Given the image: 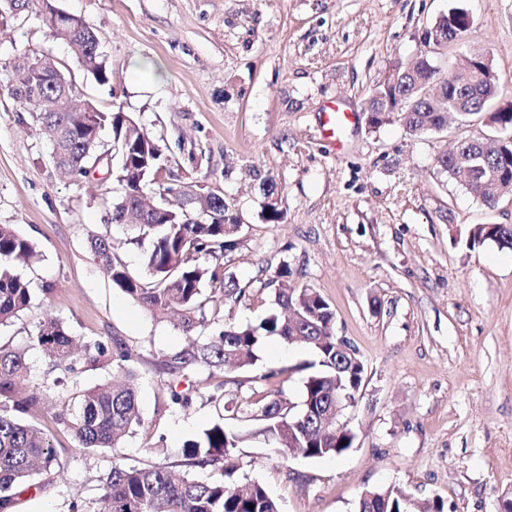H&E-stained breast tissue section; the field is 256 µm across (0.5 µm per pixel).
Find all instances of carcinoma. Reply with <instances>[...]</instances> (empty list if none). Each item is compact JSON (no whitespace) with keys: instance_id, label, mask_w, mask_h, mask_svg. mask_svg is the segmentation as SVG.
I'll return each instance as SVG.
<instances>
[{"instance_id":"carcinoma-1","label":"carcinoma","mask_w":512,"mask_h":512,"mask_svg":"<svg viewBox=\"0 0 512 512\" xmlns=\"http://www.w3.org/2000/svg\"><path fill=\"white\" fill-rule=\"evenodd\" d=\"M458 11L457 7L450 8L448 15L434 25L435 49L447 47L466 31V27L456 23ZM72 42L71 63L59 61L56 68L68 74L73 65L99 83L112 82V71L90 47L82 31H75ZM436 73L438 68L430 56L414 74L407 73L402 66L395 67L375 88L369 109L382 113L389 107H400L397 117L413 133L437 130L447 124L446 108H458L463 116L483 114L488 124L505 134L504 152L497 157L485 156L478 142L463 141L458 146L459 158L452 159L443 152L437 157V166L456 178L459 161L476 167L481 178L466 183V187L492 208L506 192L487 183L490 174L512 172V112L493 110L500 77L492 60L483 55L471 75L465 76L454 68L443 76L445 87L456 90V97L446 102L420 98L417 86ZM10 79L28 87L26 100L18 101L19 111L31 115L60 168L86 177L93 170L92 161L97 154L114 150L116 166L110 172L117 183L118 196L111 204L112 215H132L135 223L125 225L133 234L130 241L149 242L144 255L145 274L134 275L117 261L114 242L106 233L94 236L90 249L113 285L154 318L180 316L181 331L190 337V342L156 364L167 406L189 404L190 388L182 387V383L191 373L207 372L205 381L212 384L213 391L210 398L224 393L227 374L233 369L251 370L258 360L255 349L261 339L277 336L287 342L306 344L316 356L305 382L304 412L294 414L290 404L281 398L257 399V390L235 401L234 412L262 421V432L276 442L277 449L286 457L302 454L317 459L347 451L352 446V437L336 434L334 423L325 428L315 426L313 412V408L336 400L335 313L328 302L314 289L298 285L288 265L283 264L263 283V287L274 290L279 311L267 316L257 327L228 324L211 328L215 313L209 310L206 287L219 290L226 303L245 295V289L226 277L224 266L219 263L239 244L238 214L232 205L215 197L209 202L205 223L184 222L180 207L161 201L163 195L174 190L168 178L157 177L165 162L162 151L131 116L96 107L91 112L74 111V91L55 82L50 72L40 66L38 56L28 59L26 69H13ZM107 126L112 129L110 144L100 139L101 130ZM277 197L276 187L270 186L266 219L272 223L283 216ZM487 240L512 245V227L479 224L471 229L470 246ZM36 258V247L29 239L13 225L0 224V327L28 308L33 297L31 281L15 272V262ZM207 259L214 263H205ZM32 339L48 355L55 370L76 371L75 355L80 347L88 363L109 359L117 374L124 378L122 383L109 380L80 392L77 412L72 414L63 409L57 415L56 423L72 431L84 447H112L141 425L137 394L132 386L133 353L123 337L82 342L62 322L50 318L36 327ZM28 373L23 352L0 347V512H14L20 496L29 488L45 489V485L33 483L34 475L48 472L58 464L48 435L29 421L45 403L47 393L38 386L20 390V380ZM243 439L244 433L228 431L218 421L184 442L182 455L189 470L182 474L162 465L113 467L105 478L101 512H280L276 499L256 481L238 489L222 478L200 480L191 472L193 468L219 464L224 474H231L235 466L228 461ZM371 493L368 500L357 498L356 512H447L440 497L419 503L395 489L378 488ZM250 504L254 508H248Z\"/></svg>"}]
</instances>
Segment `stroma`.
Masks as SVG:
<instances>
[{"label": "stroma", "instance_id": "35a3bbf8", "mask_svg": "<svg viewBox=\"0 0 512 512\" xmlns=\"http://www.w3.org/2000/svg\"><path fill=\"white\" fill-rule=\"evenodd\" d=\"M97 34L112 81L73 78L82 99L130 115L157 142L173 184L197 182L237 211L240 243L224 273L246 294L219 316L259 323L273 312L263 283L281 264L316 289L335 312V334L355 347L365 373L338 420L355 435L339 457H284L249 432L233 460L235 482L258 481L281 512H356L366 488L398 487L437 497L448 512H501L512 498V248L469 247L479 224L512 226V194L485 206L436 158L465 140L500 138L483 115L449 119L415 134L399 120L366 122L373 92L395 65L413 64L424 36L450 7L466 10L468 31L437 56L439 69L473 52L490 55L500 77L497 105L512 103V0H59ZM69 61L42 0H0V224L33 241L39 260L17 265L33 287L30 307L0 328V344L25 351L30 383L48 400L35 418L58 467L38 475L16 512H69L80 490L95 512L102 479L116 465L181 469L183 443L224 421L254 388L237 373L223 400L196 394L167 407L155 373L185 342L113 286L88 246L111 232L117 258L144 271V249L111 224L115 182L105 170L75 178L58 170L9 80L23 54ZM355 114L343 150L324 137L333 105ZM276 183L283 218L267 222L265 190ZM53 317L84 338L124 337L135 365L143 424L115 448H86L56 425L66 400L112 377L110 362L52 369L30 336ZM260 366L283 368L273 387L302 410L313 352L276 336L257 349Z\"/></svg>", "mask_w": 512, "mask_h": 512}]
</instances>
